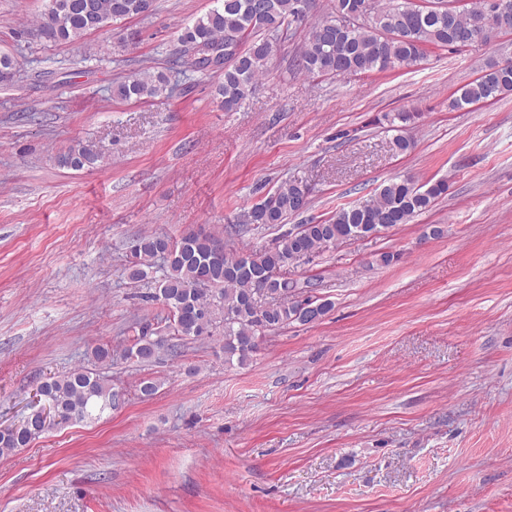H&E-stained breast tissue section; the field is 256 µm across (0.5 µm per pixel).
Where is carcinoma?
<instances>
[{
	"mask_svg": "<svg viewBox=\"0 0 512 512\" xmlns=\"http://www.w3.org/2000/svg\"><path fill=\"white\" fill-rule=\"evenodd\" d=\"M154 0H47L38 32L54 42H71L109 22L152 11ZM220 5L198 17L180 37L179 60L204 71L209 64L190 56L196 47L235 49L224 54V71L217 94L226 112L236 110L256 80L267 70L269 60L289 36L293 27L305 21L309 12L300 9L301 0H219ZM424 7L415 0H336L332 15L310 27L319 36H307L297 66L313 78H336L407 69L424 59L428 48L459 53L457 37L476 29L475 13L469 9ZM165 74L142 72L118 83L113 95L124 100H143L167 90ZM512 93V65L487 62L480 78L457 90L451 106L462 108L493 101ZM97 161L87 145L77 144L61 154L60 165L82 169ZM448 191L440 178L424 184L412 178L395 177L367 198L343 206L329 220H308L280 235L274 246L262 250L224 251V265H210L219 238L189 233L178 239L153 234L134 245L126 266L129 280L148 278L153 269L162 270L155 292L148 299L170 306L163 325L144 326L131 343L118 350L98 346L91 352L93 368L75 369L40 382L37 390L45 400L71 421L98 419L117 407L112 398L109 375L98 370L115 359L148 363L165 347L167 337L195 339L211 333L218 316L224 324V354L243 365L258 348V339L303 321L305 305L318 307L323 317L332 307L328 300L309 295L299 298L298 280L292 271L306 256H314L369 232L390 230L407 224L415 214L432 207ZM306 183L290 179L267 193L252 206L251 223L275 227L290 216L307 210ZM208 276L216 288L192 292L188 285ZM44 428L23 422L0 430V456L26 448Z\"/></svg>",
	"mask_w": 512,
	"mask_h": 512,
	"instance_id": "1",
	"label": "carcinoma"
}]
</instances>
